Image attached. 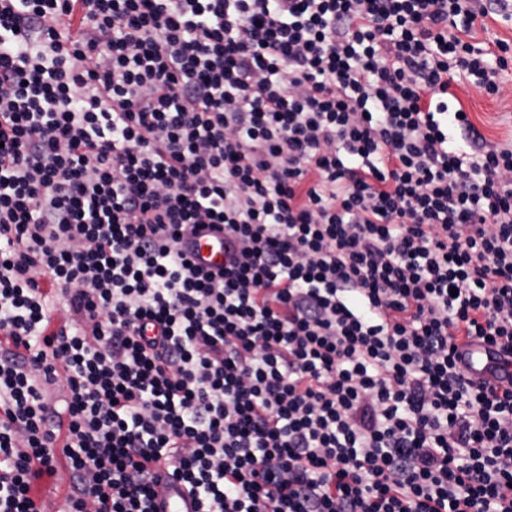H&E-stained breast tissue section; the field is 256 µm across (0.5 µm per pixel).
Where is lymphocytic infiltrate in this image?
<instances>
[{
  "instance_id": "obj_1",
  "label": "lymphocytic infiltrate",
  "mask_w": 512,
  "mask_h": 512,
  "mask_svg": "<svg viewBox=\"0 0 512 512\" xmlns=\"http://www.w3.org/2000/svg\"><path fill=\"white\" fill-rule=\"evenodd\" d=\"M491 14L0 0V512H512V143L446 101ZM181 246L196 265L214 271L224 268V230L187 234ZM461 352L465 365L469 367L473 374L483 373L490 364L488 352L480 344L465 346L461 349ZM70 491V477L66 465H60L55 479L41 482L38 497L43 499L49 510L58 512L64 505L65 497ZM155 510L158 512H197L196 499L185 487L166 471L160 472L155 486Z\"/></svg>"
}]
</instances>
